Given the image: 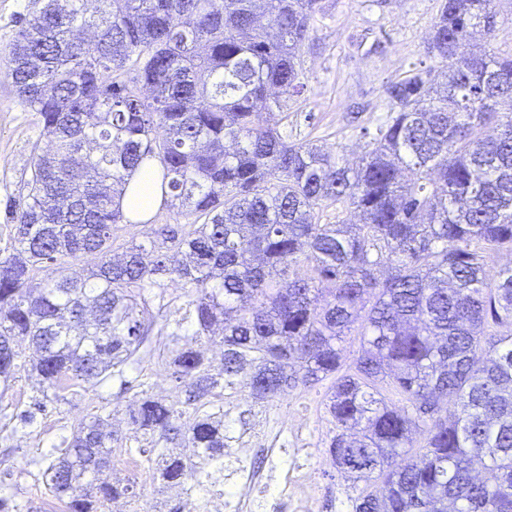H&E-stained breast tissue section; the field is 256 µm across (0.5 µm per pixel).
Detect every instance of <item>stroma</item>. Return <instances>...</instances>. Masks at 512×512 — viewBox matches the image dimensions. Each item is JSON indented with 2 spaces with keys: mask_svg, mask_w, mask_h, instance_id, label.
<instances>
[{
  "mask_svg": "<svg viewBox=\"0 0 512 512\" xmlns=\"http://www.w3.org/2000/svg\"><path fill=\"white\" fill-rule=\"evenodd\" d=\"M40 5V0H0V254L10 250L13 237L5 203L26 195L34 147L45 140L38 114L21 104L5 76L19 17ZM439 6L440 0H321L302 48L304 88L288 97L281 133L292 141L318 144L343 163H357L390 114L387 86L404 78L415 64L434 67L427 45ZM152 344L155 353L138 365V379L153 394L178 401L181 393L168 365L170 338L156 335ZM134 394V388H122L116 379L81 388L23 428L12 416L27 409L36 392L27 373H20L0 399V450L14 451L11 473L0 474V485L7 486L18 512H62L38 460L95 414L108 417L118 434L112 446L113 472H123L132 461L138 465L131 476L141 494L138 512H164L170 493L154 481L138 454L143 440L126 422L125 410ZM327 395L323 382L258 402L239 385L225 390L218 404L225 412L231 447L252 449L253 467L265 473L270 460L262 447L327 450L336 432L326 411ZM309 465L319 485L332 491L320 512H348L353 490L345 475L314 459Z\"/></svg>",
  "mask_w": 512,
  "mask_h": 512,
  "instance_id": "stroma-1",
  "label": "stroma"
}]
</instances>
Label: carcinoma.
Returning a JSON list of instances; mask_svg holds the SVG:
<instances>
[{
  "mask_svg": "<svg viewBox=\"0 0 512 512\" xmlns=\"http://www.w3.org/2000/svg\"><path fill=\"white\" fill-rule=\"evenodd\" d=\"M319 3L44 0L20 19L7 77L47 140L25 200L9 205L0 397L25 341L41 397L16 415L24 424L151 355L144 290L165 275L195 290L168 335L220 344L224 368L217 378L202 350H171L188 421L135 393L128 424L161 487L224 460V414L207 410L217 389L243 383L263 401L334 374L328 454L353 480L351 512H512V268L493 282L483 271L485 254L512 248V54L470 51L478 32L497 38L496 0H442L427 50L445 81L413 69L390 84L393 112L356 167L263 120L303 87ZM153 160L164 204L191 222L153 224L115 253L119 199ZM327 201L360 222L318 223ZM84 255L99 261L64 273ZM358 321L361 354L341 374L336 343ZM442 400L456 407L444 419ZM116 441L96 414L53 448L44 474L64 512L135 496L112 482Z\"/></svg>",
  "mask_w": 512,
  "mask_h": 512,
  "instance_id": "carcinoma-1",
  "label": "carcinoma"
}]
</instances>
